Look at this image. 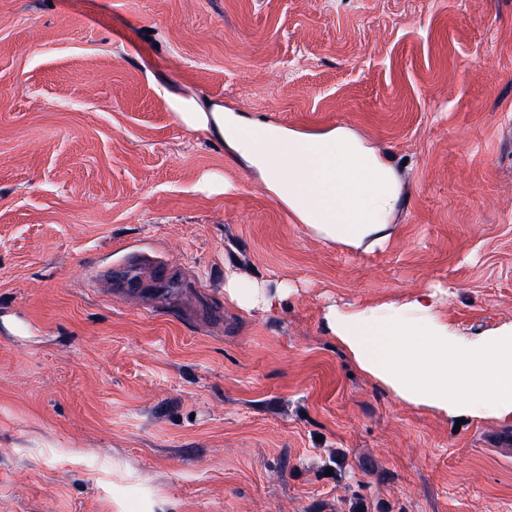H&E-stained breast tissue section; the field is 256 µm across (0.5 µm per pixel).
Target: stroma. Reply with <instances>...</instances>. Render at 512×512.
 Listing matches in <instances>:
<instances>
[{"label": "stroma", "mask_w": 512, "mask_h": 512, "mask_svg": "<svg viewBox=\"0 0 512 512\" xmlns=\"http://www.w3.org/2000/svg\"><path fill=\"white\" fill-rule=\"evenodd\" d=\"M218 112L380 149L388 242L299 224ZM423 292L512 322V0H0V512H512L511 423L404 402L326 329ZM224 295L246 310L260 308L269 311L276 308L281 301L280 293L269 294L260 288H251L239 281L233 273L228 274L224 281Z\"/></svg>", "instance_id": "stroma-1"}]
</instances>
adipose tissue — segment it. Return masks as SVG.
<instances>
[{
  "label": "adipose tissue",
  "mask_w": 512,
  "mask_h": 512,
  "mask_svg": "<svg viewBox=\"0 0 512 512\" xmlns=\"http://www.w3.org/2000/svg\"><path fill=\"white\" fill-rule=\"evenodd\" d=\"M243 117L217 116L223 138L262 169L297 221L325 240L370 251L391 236L400 205L394 166L339 126L325 133L260 126L240 136ZM434 295L356 311L329 308L328 332L357 366L401 400L451 418L512 423V323L466 336L435 312Z\"/></svg>",
  "instance_id": "obj_1"
}]
</instances>
